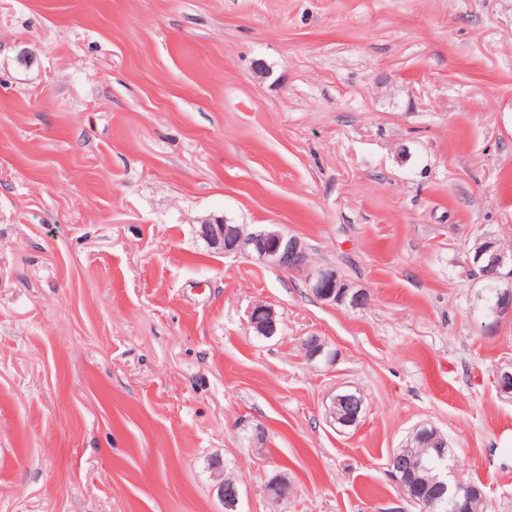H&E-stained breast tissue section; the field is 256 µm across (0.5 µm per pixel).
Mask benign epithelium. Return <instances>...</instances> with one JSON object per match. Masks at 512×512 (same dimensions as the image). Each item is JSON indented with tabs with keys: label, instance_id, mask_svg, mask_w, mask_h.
<instances>
[{
	"label": "benign epithelium",
	"instance_id": "1",
	"mask_svg": "<svg viewBox=\"0 0 512 512\" xmlns=\"http://www.w3.org/2000/svg\"><path fill=\"white\" fill-rule=\"evenodd\" d=\"M200 237L213 249L224 254H235L255 260L261 264L273 266L290 273L304 276L307 287L318 299L343 304L349 302L360 305L365 301L364 294L351 291L349 285L340 279L336 269L327 266H314L309 261L308 247L298 236L288 235L280 230L249 231L242 224H228L223 219L210 218L200 224ZM507 262L506 254L490 239H484L483 245L473 256L472 272L486 278L489 272L499 275V270ZM495 312L499 317H512V287L499 290L495 298ZM251 327L260 335L272 336L277 332V319L273 309L266 305L257 306L250 312ZM309 358L333 360L336 353L320 339L311 338L305 342ZM214 490L225 503L227 512H240L238 491L224 484V463L217 459L210 464ZM438 486L427 505L436 509L446 504L455 512L469 497V486L455 480L448 481V474L435 476Z\"/></svg>",
	"mask_w": 512,
	"mask_h": 512
}]
</instances>
